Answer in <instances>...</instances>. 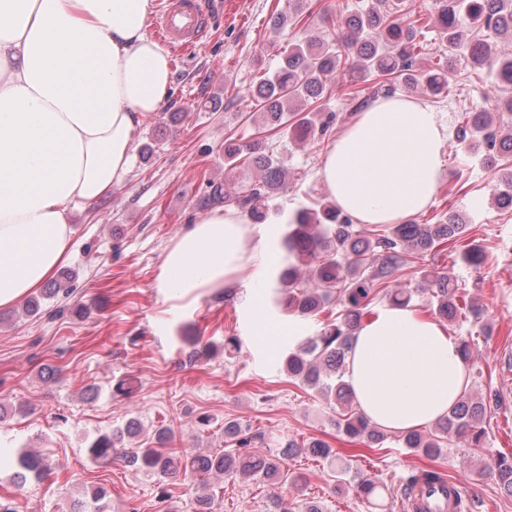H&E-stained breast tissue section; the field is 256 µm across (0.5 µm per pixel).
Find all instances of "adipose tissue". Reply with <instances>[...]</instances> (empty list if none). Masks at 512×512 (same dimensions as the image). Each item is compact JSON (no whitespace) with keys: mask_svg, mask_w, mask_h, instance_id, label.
<instances>
[{"mask_svg":"<svg viewBox=\"0 0 512 512\" xmlns=\"http://www.w3.org/2000/svg\"><path fill=\"white\" fill-rule=\"evenodd\" d=\"M154 0H0V307L22 303L68 257L70 215L130 171L142 118L172 90L170 52L146 32ZM448 127L426 102L380 99L337 135L318 176L354 222L398 224L431 206ZM272 228L232 207L201 215L166 252L164 293L196 298L240 286L255 344L274 354L304 335L275 319L267 283L282 262ZM345 380L375 425H434L458 403L468 369L446 325L410 306L377 307L356 331Z\"/></svg>","mask_w":512,"mask_h":512,"instance_id":"obj_1","label":"adipose tissue"}]
</instances>
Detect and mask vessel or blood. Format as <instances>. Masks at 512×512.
Instances as JSON below:
<instances>
[{
    "label": "vessel or blood",
    "instance_id": "b4317fda",
    "mask_svg": "<svg viewBox=\"0 0 512 512\" xmlns=\"http://www.w3.org/2000/svg\"><path fill=\"white\" fill-rule=\"evenodd\" d=\"M223 14L224 0H168L156 26L170 44L186 49L206 39Z\"/></svg>",
    "mask_w": 512,
    "mask_h": 512
}]
</instances>
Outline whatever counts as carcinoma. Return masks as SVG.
<instances>
[{"mask_svg":"<svg viewBox=\"0 0 512 512\" xmlns=\"http://www.w3.org/2000/svg\"><path fill=\"white\" fill-rule=\"evenodd\" d=\"M294 2V9L272 17L273 29L302 21L300 0ZM435 5L442 61L424 72L416 67L423 50L421 18L406 10L404 0H372L368 6L348 14L336 34L329 33L325 38L304 28L301 37L282 52L280 67L264 76L252 90L262 127L286 132L301 142L321 139L331 117H323L316 107L305 112L303 106L320 101L327 77L340 74L349 64L355 71L378 79L367 92H354L350 99L354 112L399 91L420 89L433 95L446 94L449 75L458 60L494 71L502 84L512 85V54L500 52L487 39L469 38L459 24L463 14L474 28L511 37L512 0H435ZM456 140L488 168L497 167L506 157L512 158V130L495 121L488 111L461 113ZM224 163L232 169L251 165L260 171V177L232 193L217 184L212 198L235 207L254 222L264 221L268 202L287 188L284 167L266 152L263 139L224 145ZM492 198L498 208L512 210V168L502 175ZM287 227L283 245L288 258L275 279L274 305L289 315H323L325 320L285 355L283 369L288 377L336 404V429L346 442L380 448L388 434L357 409L344 381L351 338L370 313V305L382 294L389 303L400 306L409 305L417 294L426 299L433 314L454 321L461 310L460 295L456 280L447 271L425 265L419 268L420 288L414 294L388 291L389 279L401 265L409 263L408 257L424 259L461 239L466 224L460 214L449 211L433 224L409 219L387 224L376 232L361 228L333 202L323 201L294 212ZM459 257L466 265L477 268L485 264L488 252L483 246L468 245ZM488 406L485 398L466 392L448 416L435 423L434 431H409L396 436L395 442L412 455L427 457L441 455L445 445L455 439L465 440L470 448H482ZM137 431L138 420L132 417L123 427L95 436L86 446L87 458L98 465L120 460L160 480L182 474L190 482L194 512H215L217 495L200 480L204 475L245 480L261 477L284 483L299 480V476L283 471L279 457L258 456L250 451L261 435L233 420L224 421V436L230 440V447L207 454L171 451L168 445L173 432L165 425L144 447L132 448L130 439ZM279 447L290 456L308 452L329 462L335 491L351 487L368 500L379 495L380 486L362 472L336 462V449L324 440H289ZM11 467L13 485L19 492L52 469L47 458L27 449L14 454ZM483 472L512 497V456L490 457ZM438 485L446 487V512H472L474 502L468 491L438 470L411 471L404 479V494L415 501L416 512H429L423 505L425 493L435 492ZM109 502V491L96 486L85 492L84 500L75 504L72 512H107Z\"/></svg>","mask_w":512,"mask_h":512,"instance_id":"cac0c4a2","label":"carcinoma"}]
</instances>
